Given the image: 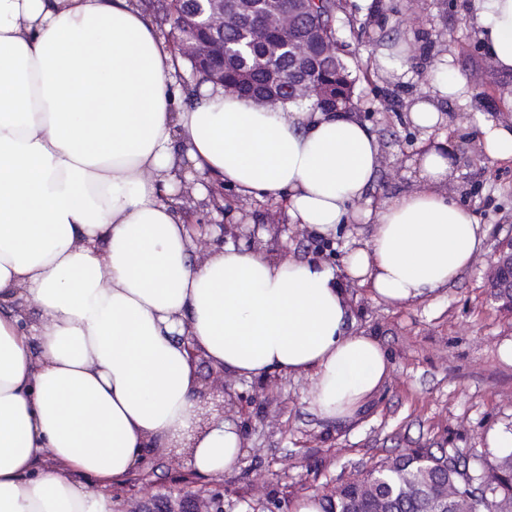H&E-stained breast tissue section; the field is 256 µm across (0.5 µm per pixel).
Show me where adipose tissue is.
I'll list each match as a JSON object with an SVG mask.
<instances>
[{"label": "adipose tissue", "mask_w": 512, "mask_h": 512, "mask_svg": "<svg viewBox=\"0 0 512 512\" xmlns=\"http://www.w3.org/2000/svg\"><path fill=\"white\" fill-rule=\"evenodd\" d=\"M483 52L512 70V0H471ZM181 69L138 0H0V512H114L94 487L36 472L119 477L189 433L199 402L187 333L226 374L311 380L322 418L352 419L390 365L346 330L333 269L276 262L235 243L200 248L177 196L189 164L243 196L283 199L291 223L328 235L379 169L354 114L276 109L205 84L182 102ZM419 189L366 209L369 246L347 272L391 304L471 266L481 239L441 193L445 146L418 160ZM35 303L38 323L18 307ZM239 431L196 441L203 474L239 461Z\"/></svg>", "instance_id": "adipose-tissue-1"}]
</instances>
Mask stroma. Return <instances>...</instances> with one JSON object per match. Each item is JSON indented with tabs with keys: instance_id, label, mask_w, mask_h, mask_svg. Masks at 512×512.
<instances>
[{
	"instance_id": "35a3bbf8",
	"label": "stroma",
	"mask_w": 512,
	"mask_h": 512,
	"mask_svg": "<svg viewBox=\"0 0 512 512\" xmlns=\"http://www.w3.org/2000/svg\"><path fill=\"white\" fill-rule=\"evenodd\" d=\"M469 0H347L337 39L353 68L367 70L357 84L356 111L369 114L380 167L368 193L380 201L418 188L416 154L443 140L454 157L448 197L467 209L481 239L474 263L455 281L424 299L394 306L368 286L347 280L348 332L374 336L390 363L387 380L348 423L325 420L305 400L303 377L269 374L262 380L225 376L232 391L248 393L244 409L228 418L252 438L238 464L224 473V512H253L276 502L293 512L305 497L361 475L410 448H457L470 459L490 454L489 436L512 429V310L485 285L494 248L512 237V158L485 156L481 126L512 119V71L483 54L469 15ZM408 44L412 76L393 81L373 69L380 49ZM452 58L467 88L465 101L437 99L443 118L434 130L414 126L409 112L433 95L438 65ZM279 393L263 411L266 390ZM187 462L156 459L148 478L122 483L112 477L95 488L113 498L115 512L179 490Z\"/></svg>"
}]
</instances>
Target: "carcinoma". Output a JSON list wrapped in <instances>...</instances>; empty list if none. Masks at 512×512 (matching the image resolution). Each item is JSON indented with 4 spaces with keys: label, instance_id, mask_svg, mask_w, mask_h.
Segmentation results:
<instances>
[{
    "label": "carcinoma",
    "instance_id": "1",
    "mask_svg": "<svg viewBox=\"0 0 512 512\" xmlns=\"http://www.w3.org/2000/svg\"><path fill=\"white\" fill-rule=\"evenodd\" d=\"M308 12L301 28V36L310 39L336 38V18L344 11L342 0H307ZM159 27H169L168 35L178 41L191 36L194 28L190 18L197 11L196 0H166L155 7ZM224 27V43L242 51L229 57L224 70V83L236 85L241 71L249 74V82L241 95L262 103L269 99L280 106L298 109L311 103L292 95L290 81L294 79L286 59H277L262 46H255L245 37L252 27V19L234 14ZM324 84L336 98V108L351 110L357 77L345 59H315ZM485 483L490 495L486 502L471 498L469 486ZM435 503L438 512H498L499 504L512 503V448L503 449L490 460L469 465L459 451L435 454L427 448H412L382 461L370 473L367 484H345L335 495L324 496V512H424L426 505Z\"/></svg>",
    "mask_w": 512,
    "mask_h": 512
}]
</instances>
